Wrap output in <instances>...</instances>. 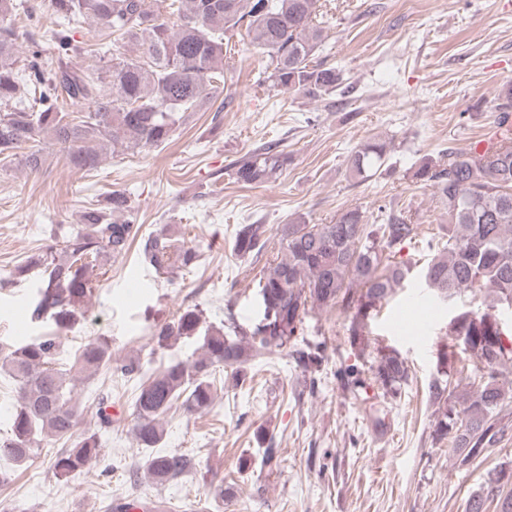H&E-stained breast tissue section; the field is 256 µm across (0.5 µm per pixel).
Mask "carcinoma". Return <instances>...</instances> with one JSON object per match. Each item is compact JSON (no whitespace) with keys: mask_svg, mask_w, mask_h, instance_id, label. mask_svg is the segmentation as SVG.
Instances as JSON below:
<instances>
[{"mask_svg":"<svg viewBox=\"0 0 512 512\" xmlns=\"http://www.w3.org/2000/svg\"><path fill=\"white\" fill-rule=\"evenodd\" d=\"M50 7L55 26L30 35L32 44L21 55L14 19L23 14L36 28L39 20L25 0H0V162L12 161L41 135L61 146L79 171L96 169L112 146L136 152L168 143L193 113L206 105L221 110L227 103L218 100L217 89L232 87L230 70L224 69V34L234 29H245L265 59L260 82L271 91L316 99L343 82L341 70L312 64L323 40L318 0H50ZM164 11L178 16L176 27L168 25ZM88 19L100 25L93 45L74 38V29ZM46 40L49 57L43 55ZM116 42L133 44L137 54L102 53ZM84 55L93 56V63L74 67L73 59ZM67 100L86 110L69 112L63 106ZM389 152L381 139L361 142L348 159L349 175L371 179ZM289 162L288 153L268 144L233 165L234 179L245 186L263 184ZM414 177L432 188L448 214V223L428 242L431 257L418 271L422 287L439 300L486 289L493 304H512V135H502L483 152L450 151L439 162L426 161ZM417 230L402 213L370 224L357 208L341 212L331 224H280L279 252L266 260L257 284L259 319L252 327L233 322L226 332H203L201 311L187 307L156 328L153 339L170 347L196 336L197 358L177 359L149 375L138 361L112 365L109 345L94 341L75 363L94 374L145 377L134 398L132 431L139 447L155 448L163 439V417L176 401H182L189 417L210 410L217 367H231L244 377L249 363L289 350L304 371H319L326 360L324 343L295 348L314 308L355 310L349 341L364 351L365 321L413 271L412 264L395 257ZM269 239V225L240 224L233 251L259 261ZM55 240L11 277L38 269L32 318H48L59 331L70 328L85 304L93 288L90 271L126 255L134 243L140 263L168 280L200 261L195 247L176 245L164 228L140 234L130 200L120 191ZM488 315L487 310L459 315V329L476 362L471 388L459 393L442 379L428 387L437 415L433 439H451L460 468L487 458L512 429V381L503 373L512 365V344ZM61 345L62 337L44 336L16 348L0 346V372H8L18 394L10 435L0 439V459L21 466L38 454L45 438L69 441L71 447L52 463L54 474L67 478L100 456L101 437L95 431L74 437L83 408L57 363ZM369 370L370 385L355 365L338 370L337 376L372 407L378 398L397 397L409 379V366L395 351H378ZM372 386L377 392L370 395ZM188 465L183 454L159 451L147 457L143 469L162 485L185 473ZM509 483L511 471H496L482 491L468 498L467 512H486L489 500L497 501L498 512H512V489L504 491Z\"/></svg>","mask_w":512,"mask_h":512,"instance_id":"obj_1","label":"carcinoma"}]
</instances>
